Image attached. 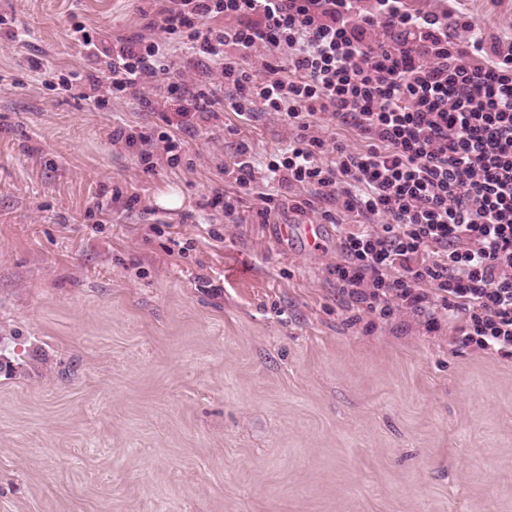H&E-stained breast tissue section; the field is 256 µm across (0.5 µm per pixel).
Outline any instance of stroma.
I'll list each match as a JSON object with an SVG mask.
<instances>
[{"label":"stroma","mask_w":512,"mask_h":512,"mask_svg":"<svg viewBox=\"0 0 512 512\" xmlns=\"http://www.w3.org/2000/svg\"><path fill=\"white\" fill-rule=\"evenodd\" d=\"M512 37V0H406ZM0 512H512V360L451 329L350 311L314 247L228 169L279 152L278 115L176 129L93 99L73 34L157 38L147 0H0ZM168 133L145 171L117 129ZM177 191L168 210L157 196ZM240 197L237 223L208 205Z\"/></svg>","instance_id":"35a3bbf8"}]
</instances>
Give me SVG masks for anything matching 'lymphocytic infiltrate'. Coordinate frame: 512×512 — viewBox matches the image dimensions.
Wrapping results in <instances>:
<instances>
[{"instance_id": "1", "label": "lymphocytic infiltrate", "mask_w": 512, "mask_h": 512, "mask_svg": "<svg viewBox=\"0 0 512 512\" xmlns=\"http://www.w3.org/2000/svg\"><path fill=\"white\" fill-rule=\"evenodd\" d=\"M153 2L160 30L212 67L172 74L164 42L121 38L106 62L109 91L137 96L167 76L188 122L212 112L218 78L237 115L278 114L288 143L263 172L248 144L238 147L240 188H280L262 194L259 216L319 199L359 217V228L340 225L332 270L350 309L423 314L435 329L445 317L455 343L512 359V39L486 42L473 19L412 12L403 0ZM217 17L224 26H211ZM453 28L468 39L452 41ZM261 49L285 61L258 80L245 63ZM322 115L358 132L363 149L311 134Z\"/></svg>"}]
</instances>
